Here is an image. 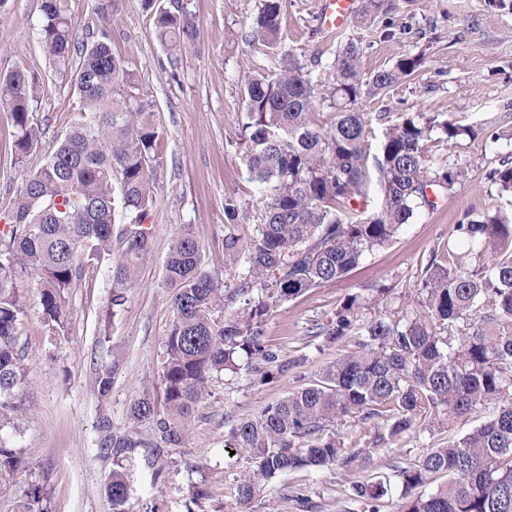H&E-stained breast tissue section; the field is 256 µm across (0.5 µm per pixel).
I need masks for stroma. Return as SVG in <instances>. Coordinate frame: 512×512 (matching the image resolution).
<instances>
[{"instance_id":"stroma-1","label":"stroma","mask_w":512,"mask_h":512,"mask_svg":"<svg viewBox=\"0 0 512 512\" xmlns=\"http://www.w3.org/2000/svg\"><path fill=\"white\" fill-rule=\"evenodd\" d=\"M181 3L194 15L200 37L173 72L143 0H121L117 17L110 21L94 14L91 0H66L77 36L89 27L109 30L113 52L136 74L141 97L155 106L160 164L153 173L152 251L105 335L100 318L109 302L107 268L72 288L69 323L60 336L44 324L33 280L19 282L24 303L19 343L27 363L18 397L26 412L19 445L28 473L13 477V490L0 495V512H20L18 489L30 478L43 480L51 512H110L104 483L112 463L97 454V418L104 407L113 426H123L136 398L159 391L162 342L172 319L171 291L164 277L169 240L181 225H193L205 262L223 269L225 196L235 195L252 207L258 202L259 191L248 180L235 142L244 112L245 77L270 72L276 64V53L250 36L262 0ZM40 4L5 0L0 5V73L25 68L37 74L36 117L43 122L39 149L18 166L11 158L13 119L0 112V215L27 171L43 163L74 120L76 97L67 70L45 58L38 43ZM319 8L320 0H284L282 16V47L313 79L329 77L341 45L350 39L362 49L359 69L366 77L390 67L401 54L423 59L410 77L367 98L365 111L378 117L375 131L421 113L485 128L499 139L490 145L465 140L454 148L436 139L429 142L435 163L458 162L466 170L464 180L439 195L435 209L420 210L390 245L368 254L347 278L276 306L264 324L265 336L279 359L291 362V369L270 381L244 369L215 381L210 397L192 414L184 464L156 481L142 459L130 463V512H238L237 480L250 461L243 452H230L224 441L241 419L301 387L342 353V346L325 345L314 336V328L326 323L348 294L374 282L393 288L387 309L394 316L405 315L417 296L422 270L432 256L446 255L448 239L466 214L497 206L512 215V195L500 194L486 178L500 160L512 157V0H382L367 19L349 21L331 37L320 32ZM111 365L116 368L112 390L102 404L96 379ZM489 415L484 408L453 429L405 435L395 445L375 450L373 470L391 475L394 462L414 461ZM200 481L211 495L191 502L189 487ZM351 481L335 466L296 469L270 484L253 508L345 512ZM298 489L306 490L308 508L294 500Z\"/></svg>"}]
</instances>
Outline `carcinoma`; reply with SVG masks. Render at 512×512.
Returning <instances> with one entry per match:
<instances>
[{"label":"carcinoma","mask_w":512,"mask_h":512,"mask_svg":"<svg viewBox=\"0 0 512 512\" xmlns=\"http://www.w3.org/2000/svg\"><path fill=\"white\" fill-rule=\"evenodd\" d=\"M144 6L155 14L156 38L174 69L198 39L197 22L179 0L167 6L144 0ZM282 8V0H263L251 25L253 39L280 46ZM38 35L50 60L76 61L71 81L78 109L54 153L24 179L0 229V475L9 476L26 468L17 444L24 424L17 399L26 378L17 347L23 314L18 282L34 279L43 321L60 334L71 288L109 264V306L101 319L106 330L151 252L147 223L159 164L153 104L133 94L135 77L104 31L80 42L62 0H41ZM359 55L358 43L346 42L327 84L312 80L289 51L280 52L276 70L245 78L236 145L261 207L255 235L245 242L227 232L223 248L224 271L241 262L246 273L230 290L205 267L190 225L171 237L165 281L173 319L162 346L161 399L146 394L134 400L121 428L100 408L97 451L113 464L104 487L112 512H126V464L142 456L156 479L177 464L191 415L210 396L213 380L242 365L264 379L273 376L266 365L277 355L264 322L277 304L346 277L464 177L457 163H433L427 150L432 133L450 148L463 139L497 140L481 128L452 119L437 123L421 113L376 137L363 102L412 75L423 59L402 54L366 80ZM39 88L38 76L27 69L0 74V111L13 117L12 153L19 164L40 142L33 118ZM486 178L512 194V161H502ZM374 185L381 204L368 213L360 202ZM224 216L234 223L250 213L228 195ZM455 236L466 251L452 254L449 264L434 259L422 272L423 313L404 321L380 313L364 321L361 312L387 300L392 288L347 295L314 335L328 345L354 335V347L328 362L312 383L229 432L225 446L247 453L253 463L238 478L241 512H253L251 504L272 481L298 468L368 472L370 449H347L325 432L338 420L376 421L372 444L378 447L444 422L451 426L489 405L493 414L479 426L413 463L392 465L402 486L398 512H512V250L500 248L512 241V215L489 208L457 224ZM115 241L121 243L117 251ZM111 388L107 368L97 378L101 403ZM441 473L448 481L424 491ZM391 495L389 477L368 473L352 483L350 500L363 512H380ZM21 499V512H50L39 481L29 480Z\"/></svg>","instance_id":"obj_1"}]
</instances>
